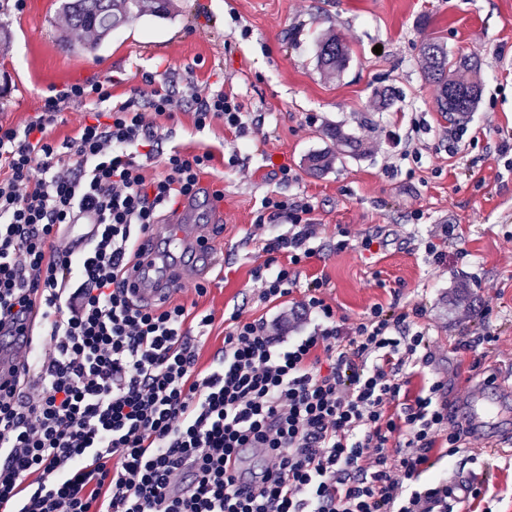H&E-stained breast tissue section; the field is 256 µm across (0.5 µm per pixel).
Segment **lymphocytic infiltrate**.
<instances>
[{
	"label": "lymphocytic infiltrate",
	"mask_w": 512,
	"mask_h": 512,
	"mask_svg": "<svg viewBox=\"0 0 512 512\" xmlns=\"http://www.w3.org/2000/svg\"><path fill=\"white\" fill-rule=\"evenodd\" d=\"M183 105L147 76L121 103L104 77L51 88L23 126L0 123V335L39 321L49 345L6 353L0 384V507L16 512H455L447 479L422 483L431 453L456 454L433 353L414 330L422 307L373 305L339 319L323 282L298 285L319 226L307 199L261 201L253 227L287 216L252 272L261 301L292 297L288 318L232 311L218 365L197 367L186 304L134 303L123 271L139 235L199 193L205 150L161 152L156 120L189 107L197 130L242 132L223 87ZM83 107L74 136L51 131ZM161 159L163 174L145 167ZM93 224L71 247L74 225ZM313 323L287 340L290 325ZM417 391H410L414 377ZM262 465L243 492L225 464L238 449Z\"/></svg>",
	"instance_id": "obj_1"
}]
</instances>
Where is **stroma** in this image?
<instances>
[{"label":"stroma","mask_w":512,"mask_h":512,"mask_svg":"<svg viewBox=\"0 0 512 512\" xmlns=\"http://www.w3.org/2000/svg\"><path fill=\"white\" fill-rule=\"evenodd\" d=\"M170 19L142 17L113 30L96 51L65 52L61 37L88 41L67 28L61 0H0V21L11 42L0 46V122L17 125L38 112L51 86L111 75L115 101L142 76H165L176 93L223 84L244 105L246 133L234 138L223 123L197 131L191 114L159 118L171 129L164 147L235 150L236 162L215 160L204 186L223 190L222 228L214 286L203 297L175 293L214 316L198 366L208 369L224 348L225 314L276 318L260 302L252 271L267 258L251 231L262 198L304 197L314 206L321 249L300 269V282L326 278L337 317L353 322L372 305L423 306L419 325L434 353L431 373L447 384L449 400L464 392L469 374L489 376L512 367V154L498 144L512 136V0H176ZM331 33L351 49L346 69L327 77L317 64L315 41ZM439 39L450 54L481 63V99L470 117L449 122L425 82L421 45ZM381 53H374V46ZM395 104L377 109L383 89ZM341 126L363 141L366 155H345L328 130ZM458 142L448 136L455 128ZM330 167L315 174L312 154ZM291 167L297 179L274 173ZM452 225L445 264L429 261L424 246ZM353 246L333 251L341 231ZM378 237L363 250L360 242ZM497 340L475 348L466 336L482 319ZM486 440L473 433L451 457L433 458L424 481L475 474L480 498L462 512H512V452L487 457Z\"/></svg>","instance_id":"obj_1"}]
</instances>
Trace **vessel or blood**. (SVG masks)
<instances>
[{"mask_svg": "<svg viewBox=\"0 0 512 512\" xmlns=\"http://www.w3.org/2000/svg\"><path fill=\"white\" fill-rule=\"evenodd\" d=\"M219 218L215 198L203 192L180 205L174 223L154 225L142 234L137 244L140 256L124 270L134 300L153 307L185 283L206 284L221 260L212 241V226ZM459 411L474 431L495 439L512 435V392L504 380L474 381Z\"/></svg>", "mask_w": 512, "mask_h": 512, "instance_id": "b4317fda", "label": "vessel or blood"}]
</instances>
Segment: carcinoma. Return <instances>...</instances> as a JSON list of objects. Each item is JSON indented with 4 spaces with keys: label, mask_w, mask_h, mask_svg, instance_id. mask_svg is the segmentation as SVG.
Listing matches in <instances>:
<instances>
[{
    "label": "carcinoma",
    "mask_w": 512,
    "mask_h": 512,
    "mask_svg": "<svg viewBox=\"0 0 512 512\" xmlns=\"http://www.w3.org/2000/svg\"><path fill=\"white\" fill-rule=\"evenodd\" d=\"M63 10L69 24L95 34L91 44L76 46L64 43L72 52L97 49L113 29L130 20L143 16L161 19L173 16L172 0H65ZM316 56L321 68L339 73L349 61L350 50L337 36L320 38L316 41ZM479 71L477 62L449 54L444 44L437 40H429L422 45V72L436 88L439 112L463 119L474 111L480 97L469 96V91L480 84ZM331 136L353 156L366 153L361 141L345 134L339 127L331 130Z\"/></svg>",
    "instance_id": "cac0c4a2"
}]
</instances>
